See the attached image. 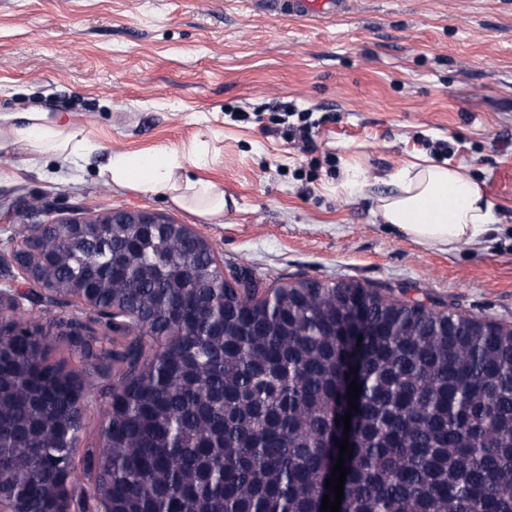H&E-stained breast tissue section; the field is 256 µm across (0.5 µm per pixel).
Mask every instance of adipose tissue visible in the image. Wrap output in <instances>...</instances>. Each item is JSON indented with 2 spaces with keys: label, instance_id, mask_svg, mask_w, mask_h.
<instances>
[{
  "label": "adipose tissue",
  "instance_id": "ef3b65f1",
  "mask_svg": "<svg viewBox=\"0 0 512 512\" xmlns=\"http://www.w3.org/2000/svg\"><path fill=\"white\" fill-rule=\"evenodd\" d=\"M0 126L10 134L0 149L21 144L36 159L52 155L74 163L90 150L81 130L47 112L0 113ZM212 162L205 144L197 143L185 157L165 147L116 152L100 174L115 187L160 196L216 220L224 214V187L198 175ZM389 183L391 192L377 200L379 216L425 249L448 252L475 242L495 222L493 205L464 166L420 158L391 173Z\"/></svg>",
  "mask_w": 512,
  "mask_h": 512
}]
</instances>
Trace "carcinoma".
Returning a JSON list of instances; mask_svg holds the SVG:
<instances>
[{"instance_id": "1", "label": "carcinoma", "mask_w": 512, "mask_h": 512, "mask_svg": "<svg viewBox=\"0 0 512 512\" xmlns=\"http://www.w3.org/2000/svg\"><path fill=\"white\" fill-rule=\"evenodd\" d=\"M34 249L48 295L27 300L70 312L39 323L0 305V500L320 512L354 381L341 512H512V330L355 282L228 280L180 224H51ZM358 316L357 345L340 329ZM55 336L79 368L50 360ZM94 390L110 400L83 450Z\"/></svg>"}]
</instances>
